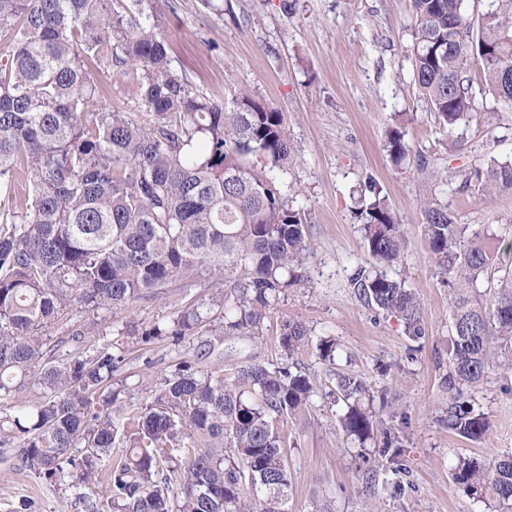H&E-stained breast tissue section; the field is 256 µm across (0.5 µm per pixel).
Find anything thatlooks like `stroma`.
<instances>
[{
  "mask_svg": "<svg viewBox=\"0 0 512 512\" xmlns=\"http://www.w3.org/2000/svg\"><path fill=\"white\" fill-rule=\"evenodd\" d=\"M215 11L204 0H151L169 40L171 67L193 92L228 102L249 89L284 112L296 159L283 179L294 189L288 204L310 225L307 279L271 309L259 336L223 343L203 361L206 369H231L255 359L279 360L281 322L303 320L314 337L333 336L340 369L362 376L371 394L386 395L405 418L404 454L393 463L376 448L360 449L339 423L343 402L331 398L335 378L316 348L300 361L321 391L305 416L284 428L293 487L288 512H312L313 493L325 490L335 512H488L451 473L457 456L492 458L512 453V372L490 376L475 394L474 409L488 415L487 439L473 443L439 421L448 371V287L431 262L418 203L436 178L448 179L488 158L512 161V112H497L463 130L462 150L449 152L433 112L419 98L412 77V0H225ZM103 107L138 112L134 79L94 67ZM400 126L411 148L394 166L383 148L386 131ZM374 179L404 226L400 270L414 288L426 325L425 339L406 336L404 324L382 316L355 295L350 277L365 258L363 230L353 211L366 179ZM439 200L473 229L512 241V194L475 199L450 183ZM208 289L174 282L163 292L117 311L97 335L123 355L118 378L124 391L112 413L124 419L143 403V380L193 360L192 340L143 341L142 330L171 319ZM11 448L0 447V512H87L68 481L46 482L16 470Z\"/></svg>",
  "mask_w": 512,
  "mask_h": 512,
  "instance_id": "obj_1",
  "label": "stroma"
}]
</instances>
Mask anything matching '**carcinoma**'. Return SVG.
<instances>
[{"label":"carcinoma","mask_w":512,"mask_h":512,"mask_svg":"<svg viewBox=\"0 0 512 512\" xmlns=\"http://www.w3.org/2000/svg\"><path fill=\"white\" fill-rule=\"evenodd\" d=\"M149 0H0V444L14 467L50 482L72 477L91 503L107 474V512H288L292 476L282 426L317 396L298 356L311 329L280 325V362L233 372L183 360L148 384L147 401L112 417V380L124 357L112 346L53 352L45 332L80 306L112 313L176 281L215 285L208 304L186 303L142 332L197 341L220 311L218 335L254 336L289 288L304 281L307 219L288 205L278 175L295 159L285 116L242 89L229 103L194 94L173 74L170 47ZM413 79L448 150L474 120L478 100L512 112V0H490L473 20L468 0H412ZM136 80L146 119L97 105L91 65ZM384 149L399 166L411 150L392 127ZM480 198L512 194V163L495 158L460 174ZM419 210L428 251L448 286V403L440 421L471 441L490 421L473 389L512 370V274L499 278V246L469 232L436 196ZM355 217L367 260L350 280L367 306L397 315L412 340L426 327L406 280L389 273L406 239L377 183L367 182ZM322 361L339 347L318 340ZM27 401H14L25 390ZM365 381L337 374L347 436L401 454L394 425L363 403ZM127 443L113 454L116 440ZM453 479L472 498L512 512V454L457 457Z\"/></svg>","instance_id":"cac0c4a2"}]
</instances>
